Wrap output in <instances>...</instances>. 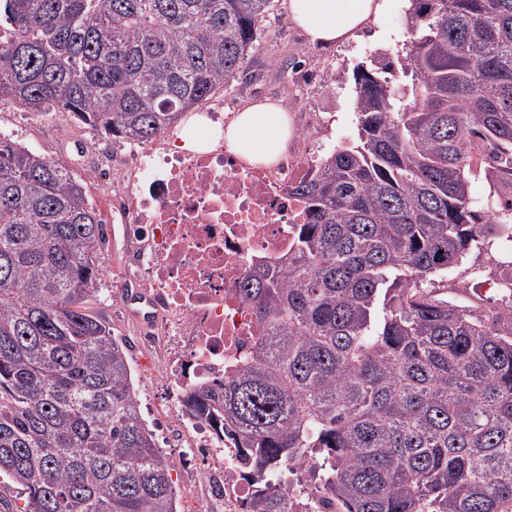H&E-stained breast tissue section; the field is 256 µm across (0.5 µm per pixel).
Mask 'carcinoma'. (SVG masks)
I'll use <instances>...</instances> for the list:
<instances>
[{"label":"carcinoma","instance_id":"1","mask_svg":"<svg viewBox=\"0 0 512 512\" xmlns=\"http://www.w3.org/2000/svg\"><path fill=\"white\" fill-rule=\"evenodd\" d=\"M275 0H0V104L150 142L237 80ZM404 84L354 78L358 137L292 186L294 245L239 292L263 339L183 405L238 448L246 512L307 474L334 512H512V0H409ZM489 185L476 199L472 182ZM105 224L80 180L0 135V475L20 512H177L127 354L88 307ZM487 257L488 255L485 254L478 255V252L471 254L460 268L461 274L457 275L456 271L452 277L448 278V282H460L462 286L468 287L466 288L469 291L468 295L481 299L485 308H492L499 304V290L493 283V278L490 277L492 265L487 261ZM472 268L476 270L471 271Z\"/></svg>","mask_w":512,"mask_h":512}]
</instances>
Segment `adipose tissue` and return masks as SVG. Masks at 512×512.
<instances>
[{
  "mask_svg": "<svg viewBox=\"0 0 512 512\" xmlns=\"http://www.w3.org/2000/svg\"><path fill=\"white\" fill-rule=\"evenodd\" d=\"M388 0H288V17L314 45L330 47L350 40L377 19ZM190 130L183 147L203 151L224 145L250 165H271L285 146L291 129L287 112L277 103L252 104L225 124L198 114L182 122Z\"/></svg>",
  "mask_w": 512,
  "mask_h": 512,
  "instance_id": "adipose-tissue-1",
  "label": "adipose tissue"
}]
</instances>
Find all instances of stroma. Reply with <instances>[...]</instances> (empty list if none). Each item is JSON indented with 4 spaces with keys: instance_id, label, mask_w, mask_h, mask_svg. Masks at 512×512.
Listing matches in <instances>:
<instances>
[{
    "instance_id": "35a3bbf8",
    "label": "stroma",
    "mask_w": 512,
    "mask_h": 512,
    "mask_svg": "<svg viewBox=\"0 0 512 512\" xmlns=\"http://www.w3.org/2000/svg\"><path fill=\"white\" fill-rule=\"evenodd\" d=\"M404 0H391L389 9L370 22L348 42L319 48L308 43L304 34L288 18V0H276L273 13L263 23L255 49L245 61L238 82L218 90L209 105L218 116L241 111L256 103L250 92L254 77L276 83L280 71L309 70L316 79L307 86L278 95L277 100L288 112L295 136L288 151L305 160H317L335 146L357 137V123L351 102L353 73L359 65L377 66L396 63L407 38ZM72 121L68 113H57L51 120L13 105L0 106V133L17 136L26 146L47 159L65 164L85 185L95 206H102L105 195L104 174L92 164L79 165L68 158L65 128ZM107 240L97 255L102 270L92 312L105 320L113 336L123 342L135 379L137 396L145 419L153 429L158 449L170 460L178 461L187 437L179 423L161 418L158 404L169 401L171 391L160 382L149 381L150 366H161L164 357L159 349L142 345L141 328L129 308L112 297V269L136 248L138 238L124 231L122 225L106 227ZM486 255L471 254L456 280L467 287L471 296L481 299L488 308L498 303L496 288L487 268ZM177 492L178 512H189L192 502H199L203 512H224V503L209 498L193 473L176 466L172 473Z\"/></svg>"
}]
</instances>
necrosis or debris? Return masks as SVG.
Segmentation results:
<instances>
[{"instance_id": "1", "label": "necrosis or debris", "mask_w": 512, "mask_h": 512, "mask_svg": "<svg viewBox=\"0 0 512 512\" xmlns=\"http://www.w3.org/2000/svg\"><path fill=\"white\" fill-rule=\"evenodd\" d=\"M308 168L294 157L271 169L250 167L220 145L189 152L136 143L109 195L110 223L140 237L112 273L113 293L142 300V343L168 350L157 377L175 400L158 413L190 432L183 463L223 499L224 512H242L245 502L237 451L214 454V430L186 415L182 397L194 382L239 368L257 344V323L238 287L255 265L287 255L299 212L289 188Z\"/></svg>"}]
</instances>
